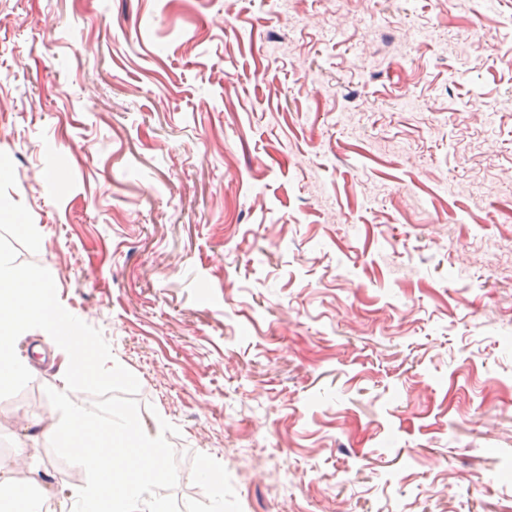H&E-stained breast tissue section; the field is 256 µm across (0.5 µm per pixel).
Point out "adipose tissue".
Segmentation results:
<instances>
[{"instance_id":"ef3b65f1","label":"adipose tissue","mask_w":512,"mask_h":512,"mask_svg":"<svg viewBox=\"0 0 512 512\" xmlns=\"http://www.w3.org/2000/svg\"><path fill=\"white\" fill-rule=\"evenodd\" d=\"M62 424L69 459L73 466L86 471L87 484L73 490L69 500L52 503L46 492L17 483L10 476L0 477V499L6 500L9 512H48L57 506L59 512H161V504L152 496L150 486L163 474V461L157 451L163 446V429L141 433L140 438L150 449L142 473L116 484L112 481V469L108 462V443L99 444L93 450L82 449L81 443L88 436L92 417L79 403L64 399L50 404Z\"/></svg>"}]
</instances>
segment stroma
<instances>
[{
	"instance_id": "35a3bbf8",
	"label": "stroma",
	"mask_w": 512,
	"mask_h": 512,
	"mask_svg": "<svg viewBox=\"0 0 512 512\" xmlns=\"http://www.w3.org/2000/svg\"><path fill=\"white\" fill-rule=\"evenodd\" d=\"M0 152L165 512H512V0H0ZM34 345L0 459L61 499Z\"/></svg>"
}]
</instances>
